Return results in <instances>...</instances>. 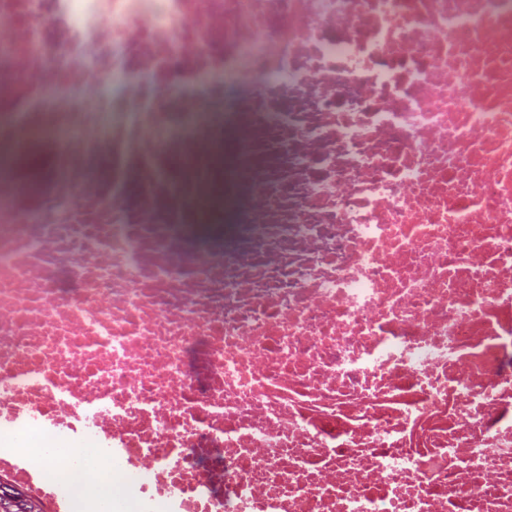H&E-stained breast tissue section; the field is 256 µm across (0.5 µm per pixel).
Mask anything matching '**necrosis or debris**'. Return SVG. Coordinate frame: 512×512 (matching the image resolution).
<instances>
[{
    "mask_svg": "<svg viewBox=\"0 0 512 512\" xmlns=\"http://www.w3.org/2000/svg\"><path fill=\"white\" fill-rule=\"evenodd\" d=\"M0 474L55 512H512V0H0ZM67 465L83 492L35 480Z\"/></svg>",
    "mask_w": 512,
    "mask_h": 512,
    "instance_id": "obj_1",
    "label": "necrosis or debris"
}]
</instances>
